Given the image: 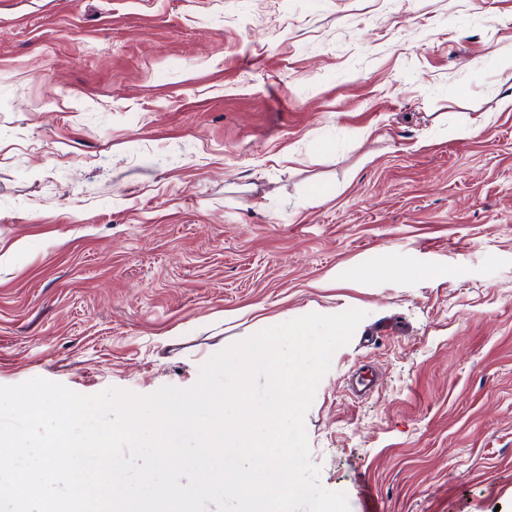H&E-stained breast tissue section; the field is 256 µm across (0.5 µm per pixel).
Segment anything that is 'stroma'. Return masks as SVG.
I'll return each mask as SVG.
<instances>
[{"label": "stroma", "mask_w": 512, "mask_h": 512, "mask_svg": "<svg viewBox=\"0 0 512 512\" xmlns=\"http://www.w3.org/2000/svg\"><path fill=\"white\" fill-rule=\"evenodd\" d=\"M351 308L320 485L512 512V0H0V385Z\"/></svg>", "instance_id": "1"}]
</instances>
